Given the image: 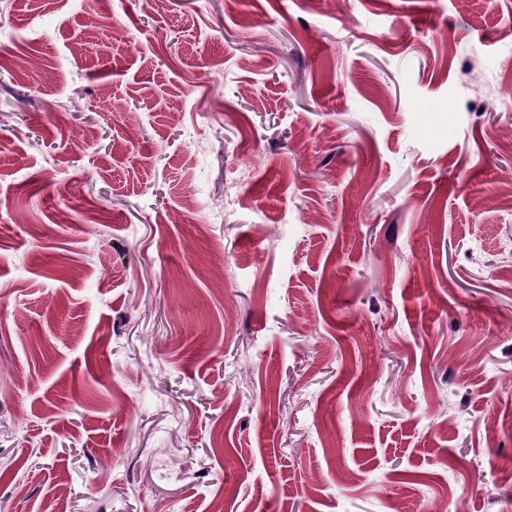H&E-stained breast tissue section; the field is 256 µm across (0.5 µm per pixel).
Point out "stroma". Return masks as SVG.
Returning <instances> with one entry per match:
<instances>
[{
    "mask_svg": "<svg viewBox=\"0 0 512 512\" xmlns=\"http://www.w3.org/2000/svg\"><path fill=\"white\" fill-rule=\"evenodd\" d=\"M511 177L512 0H0V512H512Z\"/></svg>",
    "mask_w": 512,
    "mask_h": 512,
    "instance_id": "stroma-1",
    "label": "stroma"
}]
</instances>
